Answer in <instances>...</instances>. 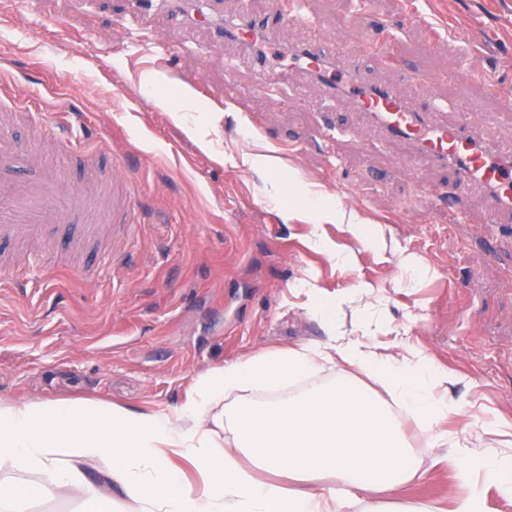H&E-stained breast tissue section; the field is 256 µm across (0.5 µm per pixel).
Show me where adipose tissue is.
<instances>
[{"label":"adipose tissue","instance_id":"1","mask_svg":"<svg viewBox=\"0 0 512 512\" xmlns=\"http://www.w3.org/2000/svg\"><path fill=\"white\" fill-rule=\"evenodd\" d=\"M339 366L355 369L423 418L428 448L447 449L458 494L451 512H487L485 490L512 499V453L475 447L438 430L470 405L455 399L460 378L421 352L379 353L367 337L265 351L199 376L169 412L27 402L0 405V463L23 480L0 478V512H25L46 495L79 491L94 506L126 495L130 512H382L379 503L419 470L402 418L351 380L261 405L228 408L248 386L279 387ZM196 464L202 489L182 485L174 458ZM283 474L297 491L275 482Z\"/></svg>","mask_w":512,"mask_h":512}]
</instances>
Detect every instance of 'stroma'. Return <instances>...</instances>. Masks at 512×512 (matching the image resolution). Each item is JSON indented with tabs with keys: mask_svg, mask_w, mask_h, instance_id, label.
<instances>
[{
	"mask_svg": "<svg viewBox=\"0 0 512 512\" xmlns=\"http://www.w3.org/2000/svg\"><path fill=\"white\" fill-rule=\"evenodd\" d=\"M201 8L190 0L186 13L143 21L122 0H0V98L80 113L73 135L111 144L140 216L112 263L90 248L53 252L25 281L0 278V403L166 411L200 374L337 331L383 354L420 350L512 433V235L476 194L449 221L433 188L452 186L451 173L406 159L316 81L267 88L244 54L226 70L223 47L186 25ZM307 11L285 48L316 36L332 49L337 22L351 19L346 38L375 82L406 65L407 91L449 110L466 99L476 132L512 146V0H308ZM486 73L501 94L486 91ZM184 93L193 101L177 122L165 103ZM318 191L376 238L317 219ZM306 280L329 299L362 283L385 306H338L330 326ZM422 428L407 417L422 476L390 500L450 512L454 473L434 463Z\"/></svg>",
	"mask_w": 512,
	"mask_h": 512,
	"instance_id": "35a3bbf8",
	"label": "stroma"
}]
</instances>
